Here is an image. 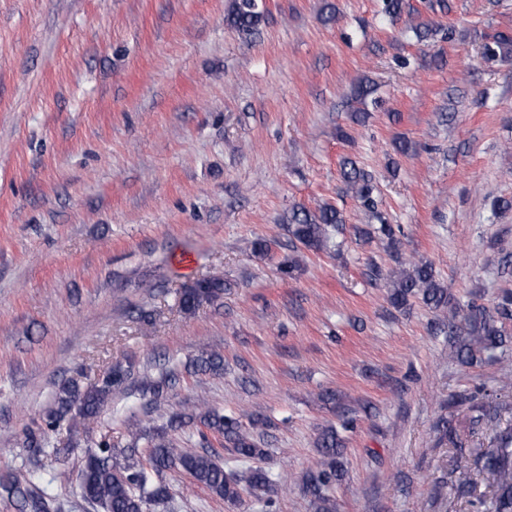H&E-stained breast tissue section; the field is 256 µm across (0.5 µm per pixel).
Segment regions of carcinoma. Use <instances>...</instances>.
Instances as JSON below:
<instances>
[{"instance_id":"cac0c4a2","label":"carcinoma","mask_w":512,"mask_h":512,"mask_svg":"<svg viewBox=\"0 0 512 512\" xmlns=\"http://www.w3.org/2000/svg\"><path fill=\"white\" fill-rule=\"evenodd\" d=\"M383 10L393 18L402 14L416 13L406 0H383ZM264 11L258 0H235L226 21L234 29L249 33L255 31L264 21ZM435 21L417 16L409 24V29L419 42H424L434 33ZM483 58L487 60L509 59L512 57V32L498 31L491 41L483 44ZM374 92L369 80L360 82L355 90V99L362 105L355 120L362 119L366 106L376 107L381 101L372 97ZM342 175L346 191L365 210L376 213L378 202L374 195L375 187L370 174L347 158L342 162ZM295 241L309 250L320 251L328 238L329 228L345 223L343 212L330 204L309 209L298 205L288 214ZM224 294V276L218 273L194 280L179 293L180 310L191 315L204 302H215ZM390 304L396 309L409 305L410 299L418 298L426 306L440 312V320L448 324V331L457 328V312L450 306L448 288L437 281L431 265L425 262H410L393 275L389 282ZM501 319H512V291L502 292L494 307V313L483 306H471L465 318L463 343L457 355L466 364L474 362L475 353L485 352L503 346L506 336L497 326ZM195 371L219 373L224 368V357L218 352H210L192 363ZM134 374L133 366L115 365L104 372L100 382L83 390L76 383L62 385L55 397L54 405L42 417L41 433L54 431L67 423L71 427L89 428L98 422L104 405L112 397V392L126 385ZM175 383L172 373L157 376L143 372L138 384L141 396L157 400L164 391ZM470 411L475 413L472 423L480 426L485 419L497 415V409L482 402H474ZM198 423L203 429L198 431L199 451L180 448L174 433L186 426ZM267 425L260 419H251L245 426L234 417L216 410L200 411L192 405L169 417L165 425L145 432L137 425L127 427L130 438V453L120 462L113 455L111 442L104 438L91 444L85 451L84 464L80 476L81 497L87 503L99 507L104 512H146L150 504H164L170 497L169 487L156 479L161 471L177 467L185 471L193 482L229 504L238 502L242 492L270 494L279 490L269 472L262 466H251L238 474L224 470V462L217 453L209 449L208 434L223 438L224 443L233 449L243 460H263L268 450L263 448L261 438L254 429ZM146 441L148 453L145 458L136 454L140 441ZM319 459L314 468L302 480L303 491L310 496L316 512H336V501L328 490L344 475L343 448L336 428L325 429L317 439ZM480 476L486 480L488 494L470 502L473 512H512V428L496 431L493 444L473 454L472 462L456 470L455 486L459 495L472 496L474 479ZM68 485L70 473L65 469L53 472L47 485L40 487L35 482L34 471L23 466L5 474H0V491L5 493L19 512H59L57 496L51 490L53 484Z\"/></svg>"}]
</instances>
